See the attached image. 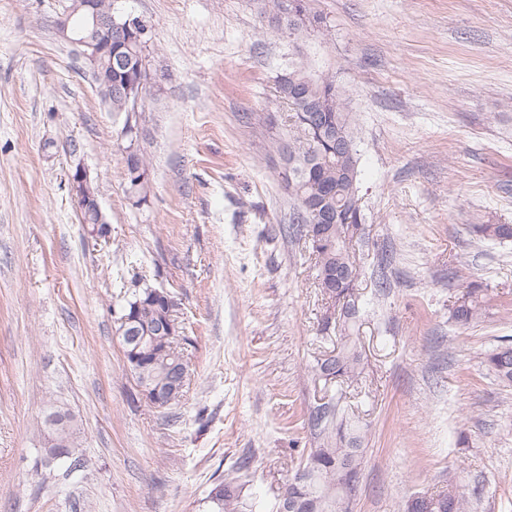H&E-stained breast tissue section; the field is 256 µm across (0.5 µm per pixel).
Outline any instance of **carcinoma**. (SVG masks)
I'll list each match as a JSON object with an SVG mask.
<instances>
[{
	"label": "carcinoma",
	"instance_id": "cac0c4a2",
	"mask_svg": "<svg viewBox=\"0 0 512 512\" xmlns=\"http://www.w3.org/2000/svg\"><path fill=\"white\" fill-rule=\"evenodd\" d=\"M272 11L282 32L299 36L307 31L303 25H288V12L275 0ZM123 52L142 59L143 36L140 28L124 29ZM148 82L146 70H112V94L98 87L102 99L112 98V111L130 109L121 90L127 79ZM278 97L288 106L291 129L288 139L276 143L277 152L288 158L282 181L288 190L289 223L294 235L311 242L315 280L321 293L339 309V317L328 315L321 320L320 334L330 337L339 331L333 350L317 359L315 371L324 379L341 386L358 381L363 373V356L358 347L356 319L359 314L356 284L360 264L354 247L365 218L360 206L358 187V150L354 120L347 109L348 90L336 80V74L318 77L300 60L276 77ZM348 149H336V140ZM144 165L142 157L131 151L126 157L128 192L138 201H146L148 181L133 178L132 165ZM476 232L485 240L500 242L512 239V224H477ZM485 309V299L476 289H467L455 298L452 318L460 326H469ZM167 310L151 287L139 288L120 306L118 335L130 372L148 401L157 408L178 399L184 383L171 377L182 367L189 373L186 347L192 344L186 336H167L164 317ZM483 364L499 382L512 385V345L508 340L487 351ZM320 429L322 445L311 449L305 467L298 470L294 482L288 484V498L309 505L310 512H349L351 496L363 465L361 436L351 427L339 408L322 405L312 414ZM206 512H254L255 503L241 496L236 478L225 477L210 491L204 501ZM466 495L438 492L414 496L407 512H467Z\"/></svg>",
	"mask_w": 512,
	"mask_h": 512
}]
</instances>
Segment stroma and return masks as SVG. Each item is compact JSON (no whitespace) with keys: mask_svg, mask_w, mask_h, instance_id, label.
I'll return each mask as SVG.
<instances>
[{"mask_svg":"<svg viewBox=\"0 0 512 512\" xmlns=\"http://www.w3.org/2000/svg\"><path fill=\"white\" fill-rule=\"evenodd\" d=\"M69 0H0V512H203L233 474L277 512L339 403L365 439L352 512H406L465 487L472 512H512V388L484 353L512 336V0H307L329 29L293 42L261 0H112L150 28L155 104L113 113L56 22ZM349 94L367 215L356 290L366 370L317 377L331 350L308 243L288 221V137L275 80L288 56ZM132 135H124V125ZM148 162L144 202L125 157ZM85 168L108 222L81 223ZM392 249L386 291L376 254ZM481 321L451 318L461 286ZM175 301L193 339L181 398L154 407L129 372L116 310L138 288ZM80 433L47 461L50 405ZM142 159H143L142 157H140L136 152H133V151H131V152L129 151V153L127 154V157H126L125 176H126V179L128 182V192L130 193L131 196L138 198L137 202L146 201V198H147V195L149 192L148 181L147 180L142 181L144 178L143 176H141L142 182H139L138 179H133V176H137L138 174H140V170L133 169V175H132V161L133 160L135 161V165H137V166L141 165L143 173H146L145 164Z\"/></svg>","mask_w":512,"mask_h":512,"instance_id":"obj_1","label":"stroma"}]
</instances>
